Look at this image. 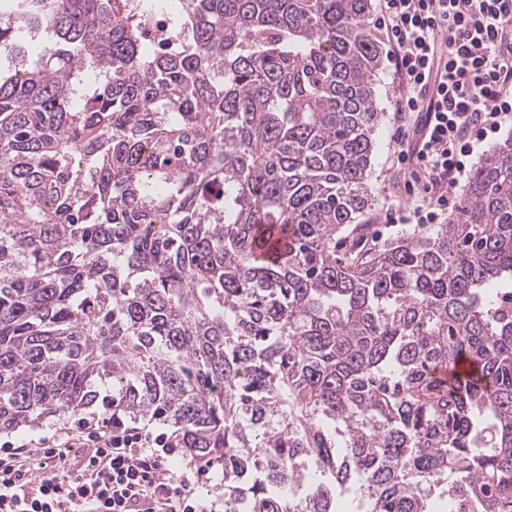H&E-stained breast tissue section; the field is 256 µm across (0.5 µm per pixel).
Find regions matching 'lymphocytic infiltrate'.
<instances>
[{
  "label": "lymphocytic infiltrate",
  "instance_id": "f902f5d3",
  "mask_svg": "<svg viewBox=\"0 0 512 512\" xmlns=\"http://www.w3.org/2000/svg\"><path fill=\"white\" fill-rule=\"evenodd\" d=\"M390 47L396 138L406 194L422 202L390 223L434 224L458 206L466 160L512 122V0H381L373 22ZM68 435L87 454L72 467L42 437L0 448V512H208L206 472L177 471L167 434L118 414L81 418Z\"/></svg>",
  "mask_w": 512,
  "mask_h": 512
}]
</instances>
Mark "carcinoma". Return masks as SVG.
<instances>
[{
    "instance_id": "1",
    "label": "carcinoma",
    "mask_w": 512,
    "mask_h": 512,
    "mask_svg": "<svg viewBox=\"0 0 512 512\" xmlns=\"http://www.w3.org/2000/svg\"><path fill=\"white\" fill-rule=\"evenodd\" d=\"M369 9L0 0V60L55 36L0 67V430L155 416L224 512H512V140L447 223L337 255L384 120ZM158 13L185 48L146 52Z\"/></svg>"
}]
</instances>
